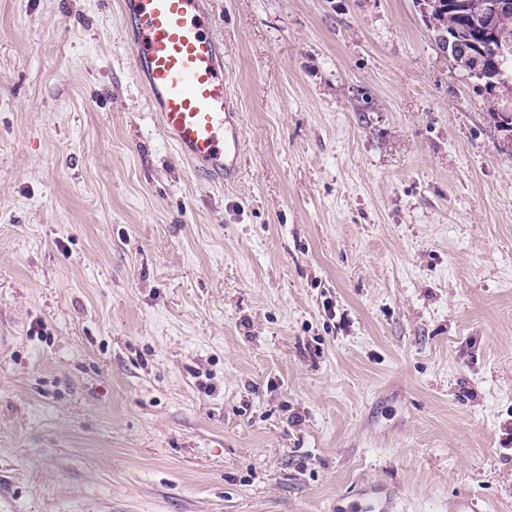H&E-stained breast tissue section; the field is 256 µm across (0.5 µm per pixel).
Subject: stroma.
Segmentation results:
<instances>
[{
    "label": "stroma",
    "mask_w": 512,
    "mask_h": 512,
    "mask_svg": "<svg viewBox=\"0 0 512 512\" xmlns=\"http://www.w3.org/2000/svg\"><path fill=\"white\" fill-rule=\"evenodd\" d=\"M120 0H0V512H512V66L424 0H207L233 182ZM436 6L439 4V8L435 7L432 10L431 15L439 21L442 32L448 34L451 38H458L457 40H451L449 37L445 38L443 48L448 52V57L451 58L455 63L458 58H467L474 62V71H478L483 67L482 57L477 53L476 50H480L479 42L475 40L466 39H478L474 32L473 27L470 23L472 15V9L477 0H432ZM443 3V4H442ZM448 3H453V6L448 8ZM463 38V39H459ZM462 71H464L469 77L480 79L477 75H472V66L469 61H459L456 64ZM472 71V72H474Z\"/></svg>",
    "instance_id": "obj_1"
}]
</instances>
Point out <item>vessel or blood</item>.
Instances as JSON below:
<instances>
[{
  "mask_svg": "<svg viewBox=\"0 0 512 512\" xmlns=\"http://www.w3.org/2000/svg\"><path fill=\"white\" fill-rule=\"evenodd\" d=\"M135 75L177 152L213 179H229L240 125L224 84V52L206 33L204 0H121Z\"/></svg>",
  "mask_w": 512,
  "mask_h": 512,
  "instance_id": "b4317fda",
  "label": "vessel or blood"
}]
</instances>
